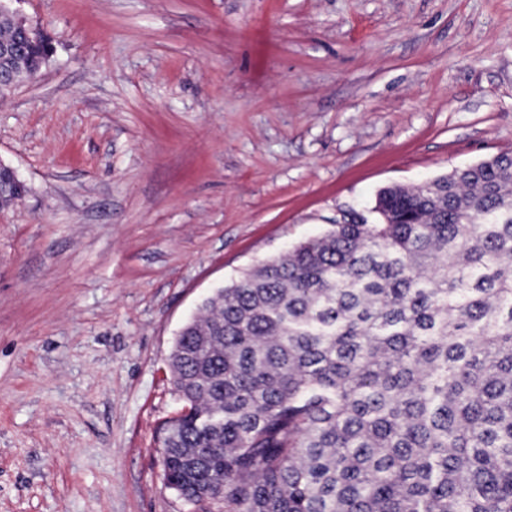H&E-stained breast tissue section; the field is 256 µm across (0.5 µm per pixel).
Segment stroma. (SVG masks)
<instances>
[{"label":"stroma","mask_w":512,"mask_h":512,"mask_svg":"<svg viewBox=\"0 0 512 512\" xmlns=\"http://www.w3.org/2000/svg\"><path fill=\"white\" fill-rule=\"evenodd\" d=\"M0 96V512H197L169 356L213 289L512 151V0H18ZM28 30L34 38L39 40L27 43V51L25 55L13 59H7L4 62V69L6 70L13 69L16 71L27 72L26 76L24 78H20L16 84L24 80V82L33 81L37 78L41 72V69L39 68L40 65L50 54V50L48 48L49 40L45 38L40 40L43 30L38 27H31L30 25H28ZM36 68L38 69L31 71Z\"/></svg>","instance_id":"stroma-1"}]
</instances>
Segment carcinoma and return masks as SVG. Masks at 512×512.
Instances as JSON below:
<instances>
[{"mask_svg":"<svg viewBox=\"0 0 512 512\" xmlns=\"http://www.w3.org/2000/svg\"><path fill=\"white\" fill-rule=\"evenodd\" d=\"M375 210L248 269L179 336L190 412L163 470L209 512H512V154Z\"/></svg>","mask_w":512,"mask_h":512,"instance_id":"1","label":"carcinoma"}]
</instances>
